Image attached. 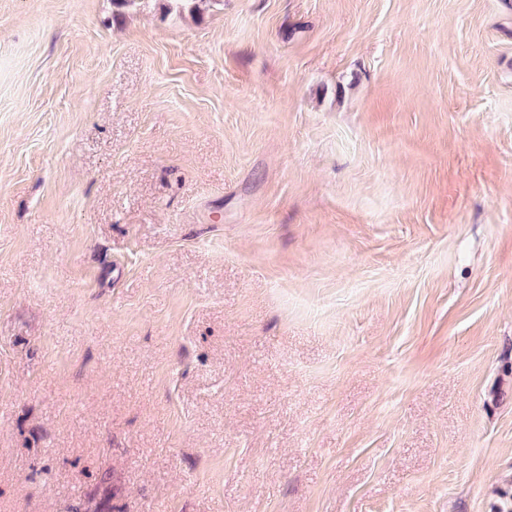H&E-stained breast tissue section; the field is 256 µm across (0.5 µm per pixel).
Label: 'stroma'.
Returning <instances> with one entry per match:
<instances>
[{"label":"stroma","mask_w":512,"mask_h":512,"mask_svg":"<svg viewBox=\"0 0 512 512\" xmlns=\"http://www.w3.org/2000/svg\"><path fill=\"white\" fill-rule=\"evenodd\" d=\"M512 0H0V512H494Z\"/></svg>","instance_id":"1"}]
</instances>
